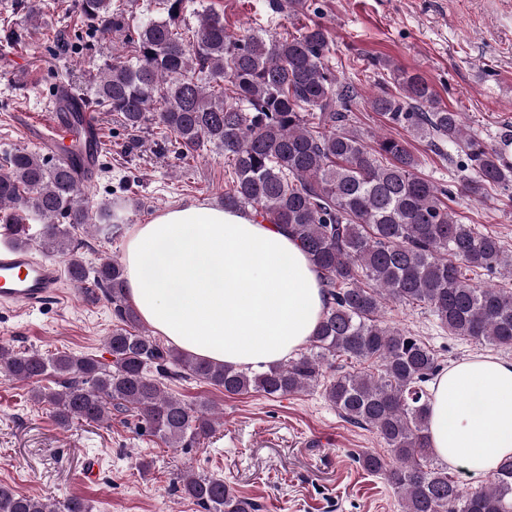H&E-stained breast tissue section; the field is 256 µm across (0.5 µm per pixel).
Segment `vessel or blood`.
Segmentation results:
<instances>
[{"label": "vessel or blood", "instance_id": "b4317fda", "mask_svg": "<svg viewBox=\"0 0 512 512\" xmlns=\"http://www.w3.org/2000/svg\"><path fill=\"white\" fill-rule=\"evenodd\" d=\"M59 263L22 248L12 234L0 236V304L34 307L61 300Z\"/></svg>", "mask_w": 512, "mask_h": 512}]
</instances>
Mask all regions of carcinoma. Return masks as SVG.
I'll list each match as a JSON object with an SVG mask.
<instances>
[{"instance_id": "obj_1", "label": "carcinoma", "mask_w": 512, "mask_h": 512, "mask_svg": "<svg viewBox=\"0 0 512 512\" xmlns=\"http://www.w3.org/2000/svg\"><path fill=\"white\" fill-rule=\"evenodd\" d=\"M165 16L130 23L113 0H81L77 30L124 34L129 53L94 64L89 91L71 95L57 86L62 107L112 112L125 128L140 132L149 121L174 137L184 160L204 144L224 153L231 179L220 204L288 232L319 273L325 307L306 351L266 369H240L199 359L165 345L140 325L126 294L125 270L105 258L94 272V298L112 303L117 322L107 338L112 365L62 352L45 358L0 344V375L37 382L57 377V388L36 386L31 397L52 406L57 422L104 423L112 412H134L142 429L171 448H189L216 432L207 406L168 395L163 380L195 378L238 395L250 391L280 397L323 387L349 422L374 431L389 457L358 456L362 467L382 475L401 494L403 512H512V460L490 484L465 492L435 463L429 440L430 396L426 384L441 370L424 341L381 319L384 303L422 306L448 335L477 347L512 348V290L463 278L462 269L512 268L498 237L464 223L448 205L454 193L418 174V158L406 141L381 136L374 144L351 127L358 97L353 80H340L328 65L329 33L318 22L278 39L251 31L234 33L224 14L201 7L192 38L182 33L186 0H161ZM43 0H28L26 25L0 19V41L22 45L37 25ZM272 8L298 16L307 0H272ZM373 66L393 76L371 108L394 127L464 155L458 190L473 198L488 189H512V162L503 144L467 132L462 113L442 104L419 72L391 59ZM96 144L75 139L53 164L18 150L0 167V223L21 230L18 243L35 239L67 262L70 279L86 282L76 230L96 221L116 227L112 204L91 211L77 177L82 154ZM39 224L34 233L23 228ZM101 293H96V290ZM346 357L350 369L336 371ZM181 490L204 512H257L223 480L185 472ZM0 512H55L42 499L0 484Z\"/></svg>"}]
</instances>
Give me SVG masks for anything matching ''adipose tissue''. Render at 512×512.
Masks as SVG:
<instances>
[{
  "label": "adipose tissue",
  "instance_id": "adipose-tissue-1",
  "mask_svg": "<svg viewBox=\"0 0 512 512\" xmlns=\"http://www.w3.org/2000/svg\"><path fill=\"white\" fill-rule=\"evenodd\" d=\"M125 288L137 312L180 350L214 363H280L315 332L325 306L302 247L274 225L192 203L133 225ZM431 448L489 475L512 457V361L474 357L439 374Z\"/></svg>",
  "mask_w": 512,
  "mask_h": 512
}]
</instances>
